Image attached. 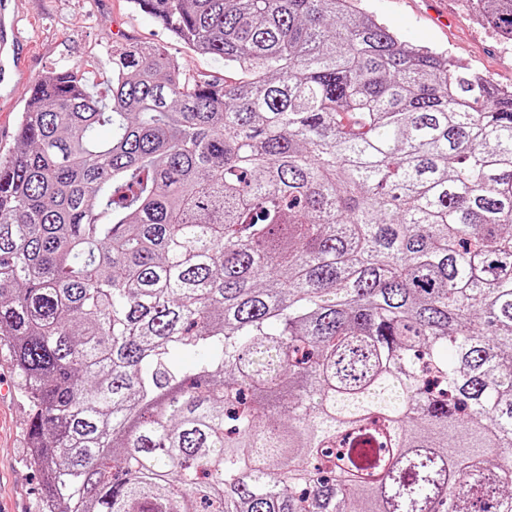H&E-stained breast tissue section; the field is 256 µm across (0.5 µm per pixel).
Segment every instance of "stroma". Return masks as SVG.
<instances>
[{
  "instance_id": "35a3bbf8",
  "label": "stroma",
  "mask_w": 512,
  "mask_h": 512,
  "mask_svg": "<svg viewBox=\"0 0 512 512\" xmlns=\"http://www.w3.org/2000/svg\"><path fill=\"white\" fill-rule=\"evenodd\" d=\"M412 46L445 53L461 70L491 85L512 87V40L478 23L469 0H359ZM19 65L0 84V155L16 145L18 118L29 89L49 72L81 68L87 84L104 91L112 77V49L158 43L190 75L225 76L224 64L171 39L149 14L128 0H16ZM29 409L19 394L0 401V512H38L42 481L25 460Z\"/></svg>"
}]
</instances>
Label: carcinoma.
<instances>
[{
    "label": "carcinoma",
    "instance_id": "obj_1",
    "mask_svg": "<svg viewBox=\"0 0 512 512\" xmlns=\"http://www.w3.org/2000/svg\"><path fill=\"white\" fill-rule=\"evenodd\" d=\"M129 2L240 78L143 43L107 102L29 92L0 354L41 512H512V89L356 0Z\"/></svg>",
    "mask_w": 512,
    "mask_h": 512
}]
</instances>
